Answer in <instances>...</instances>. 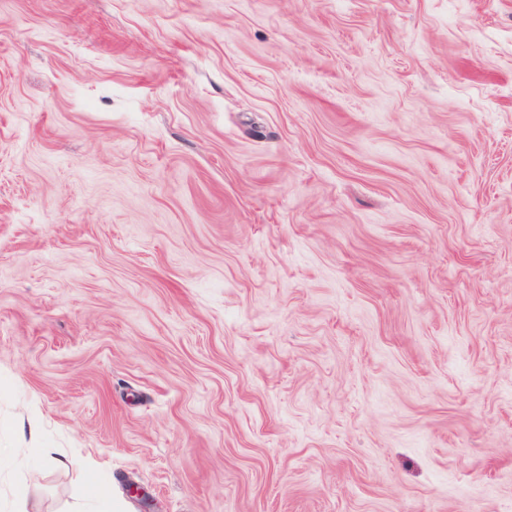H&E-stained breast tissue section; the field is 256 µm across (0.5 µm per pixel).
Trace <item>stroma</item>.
Here are the masks:
<instances>
[{
	"label": "stroma",
	"instance_id": "stroma-1",
	"mask_svg": "<svg viewBox=\"0 0 512 512\" xmlns=\"http://www.w3.org/2000/svg\"><path fill=\"white\" fill-rule=\"evenodd\" d=\"M104 490L512 512V0H0V512Z\"/></svg>",
	"mask_w": 512,
	"mask_h": 512
}]
</instances>
